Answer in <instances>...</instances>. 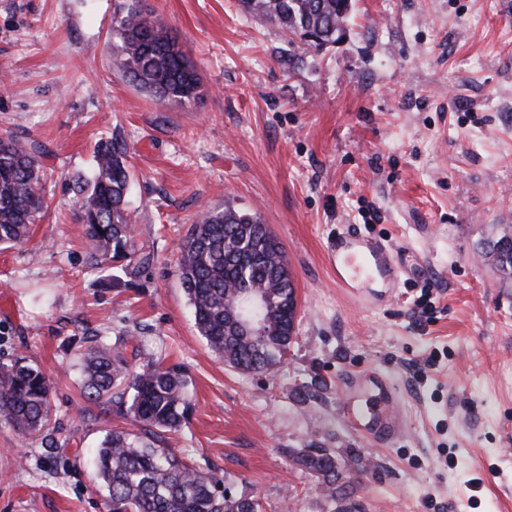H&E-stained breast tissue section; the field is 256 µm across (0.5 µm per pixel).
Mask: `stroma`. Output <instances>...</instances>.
Masks as SVG:
<instances>
[{
	"label": "stroma",
	"instance_id": "stroma-1",
	"mask_svg": "<svg viewBox=\"0 0 512 512\" xmlns=\"http://www.w3.org/2000/svg\"><path fill=\"white\" fill-rule=\"evenodd\" d=\"M119 2L0 0V137L41 144L48 204L0 251V363L40 367L56 424L50 452L0 423V512H104L95 450L124 420L80 393L76 349L96 336L185 371L192 409L168 446L262 512H337L293 463L303 448L354 470L352 512H512V280L476 256L512 225V0H353L321 50L239 0H143L200 78L184 106L125 77ZM105 141L127 150L136 228L131 259L107 265L74 188ZM224 207L269 226L295 280L271 374L210 350L178 278L198 214ZM347 232L393 246L387 303L337 288L327 249ZM384 381L405 422L391 442Z\"/></svg>",
	"mask_w": 512,
	"mask_h": 512
}]
</instances>
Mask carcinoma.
I'll use <instances>...</instances> for the list:
<instances>
[{
	"label": "carcinoma",
	"mask_w": 512,
	"mask_h": 512,
	"mask_svg": "<svg viewBox=\"0 0 512 512\" xmlns=\"http://www.w3.org/2000/svg\"><path fill=\"white\" fill-rule=\"evenodd\" d=\"M245 12L279 26L291 35L305 27L319 30L321 49L336 43L351 0H240ZM114 33L117 54L130 82L161 102L183 105L197 98L200 79L177 40L158 18L146 14L142 0H123ZM40 151L11 137H0V246L29 240L30 224L44 208L40 187ZM131 176L125 148L101 145L91 180L79 186L78 202L90 254L101 263L132 254L134 226L127 212ZM259 219L228 207L203 211L179 247L178 273L193 308L195 326L210 349L243 372H270L290 344L297 318L293 277H283L288 263L282 243L270 231L257 234ZM256 288L271 306L262 336H232L225 313ZM133 341L100 336L81 353V388L95 401L116 407L129 427L109 431L98 448L96 469L107 491L105 512H260L253 496L217 490L201 468L165 446L190 408L187 380L181 370L139 359L117 349ZM51 388L45 374L20 357L0 364V419L24 436L53 429ZM294 462L310 471L336 499L338 466L325 449H302Z\"/></svg>",
	"instance_id": "cac0c4a2"
}]
</instances>
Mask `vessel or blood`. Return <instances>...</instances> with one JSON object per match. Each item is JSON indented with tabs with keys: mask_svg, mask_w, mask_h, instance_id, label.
Wrapping results in <instances>:
<instances>
[{
	"mask_svg": "<svg viewBox=\"0 0 512 512\" xmlns=\"http://www.w3.org/2000/svg\"><path fill=\"white\" fill-rule=\"evenodd\" d=\"M328 259L336 282L344 288L381 287L380 300H389L396 286L399 265L392 249L381 241L353 234L337 235L328 248ZM379 433L392 439L402 433L398 404L385 407L379 421Z\"/></svg>",
	"mask_w": 512,
	"mask_h": 512,
	"instance_id": "vessel-or-blood-1",
	"label": "vessel or blood"
}]
</instances>
